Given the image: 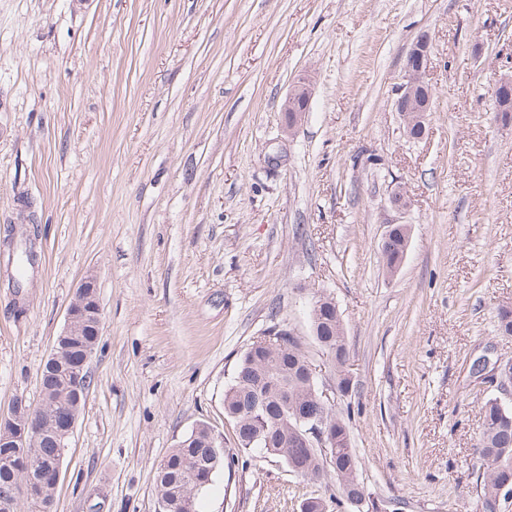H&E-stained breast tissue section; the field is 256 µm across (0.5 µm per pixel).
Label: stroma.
<instances>
[{"instance_id":"stroma-1","label":"stroma","mask_w":512,"mask_h":512,"mask_svg":"<svg viewBox=\"0 0 512 512\" xmlns=\"http://www.w3.org/2000/svg\"><path fill=\"white\" fill-rule=\"evenodd\" d=\"M424 34L436 95L413 142L393 98ZM510 73L512 0H0V240L40 229L21 293L0 258V412L39 404L84 277L103 310L52 512H156L159 462L201 423L233 452L224 391L274 325L335 384L319 294L350 350L335 410L361 512H484L473 448L500 390L471 366L512 360V127L492 112ZM302 74L310 111L286 135ZM392 224L410 232L390 275ZM337 492L255 455L197 502L301 512Z\"/></svg>"}]
</instances>
